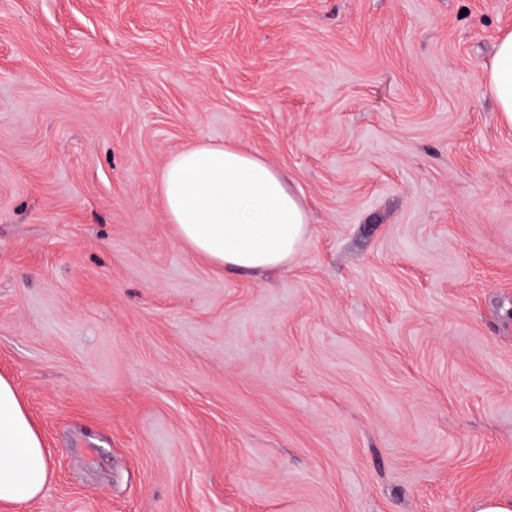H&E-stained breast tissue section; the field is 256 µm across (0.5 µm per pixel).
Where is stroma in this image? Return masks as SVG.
I'll return each instance as SVG.
<instances>
[{
    "instance_id": "35a3bbf8",
    "label": "stroma",
    "mask_w": 512,
    "mask_h": 512,
    "mask_svg": "<svg viewBox=\"0 0 512 512\" xmlns=\"http://www.w3.org/2000/svg\"><path fill=\"white\" fill-rule=\"evenodd\" d=\"M512 0H0V512H472L512 496ZM247 148L310 215L219 267L161 171ZM486 77L499 119L512 126V33L497 41ZM52 476L50 454L12 383L0 376V504L39 497Z\"/></svg>"
}]
</instances>
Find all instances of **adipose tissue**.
I'll use <instances>...</instances> for the list:
<instances>
[{
  "mask_svg": "<svg viewBox=\"0 0 512 512\" xmlns=\"http://www.w3.org/2000/svg\"><path fill=\"white\" fill-rule=\"evenodd\" d=\"M487 82L500 120L512 126V33L497 41ZM160 193L180 239L219 266L256 271L291 263L308 233V214L283 176L231 145L200 142L172 154ZM51 476L40 433L0 376V504L36 499Z\"/></svg>",
  "mask_w": 512,
  "mask_h": 512,
  "instance_id": "ef3b65f1",
  "label": "adipose tissue"
}]
</instances>
